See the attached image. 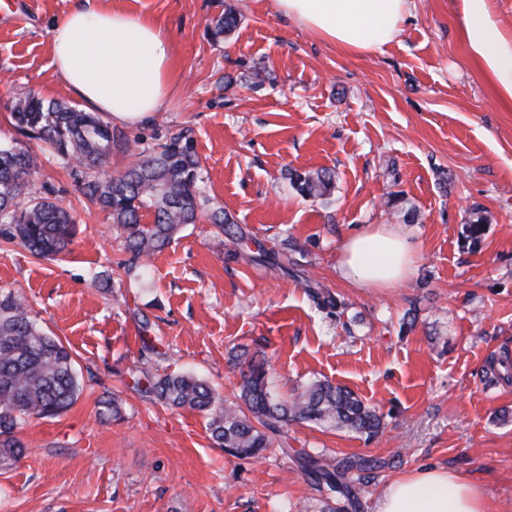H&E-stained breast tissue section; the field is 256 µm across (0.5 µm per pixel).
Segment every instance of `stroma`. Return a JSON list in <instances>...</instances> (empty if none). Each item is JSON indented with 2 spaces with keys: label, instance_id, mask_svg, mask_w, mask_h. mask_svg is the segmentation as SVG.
Returning <instances> with one entry per match:
<instances>
[{
  "label": "stroma",
  "instance_id": "obj_1",
  "mask_svg": "<svg viewBox=\"0 0 512 512\" xmlns=\"http://www.w3.org/2000/svg\"><path fill=\"white\" fill-rule=\"evenodd\" d=\"M76 3L0 0V143L21 138L10 118L18 97L71 101L48 31ZM100 3L151 18L176 45L166 107L137 126L113 124L128 145L113 147L109 171L184 132L212 207L247 233L251 250L287 251L306 277L228 257L204 217L146 274L126 272L107 213L69 168L42 159L28 190L76 216L72 252L46 260L0 238V287L23 296L71 350L82 392L60 417L18 429L25 454L0 461V512H321L285 445L333 462L382 459L375 478L356 485L359 512H376L392 478L429 463L477 484L489 512H512V382L486 373L489 358H512V103L466 53L459 0H410L384 52L355 55L284 17L276 0ZM228 8L240 23L214 40L208 25ZM258 69L267 77L256 87ZM320 168L335 173L324 202L288 178ZM410 209L419 221H405ZM477 212L486 229L470 250L461 233ZM369 224L400 230L418 253L399 287L351 288L337 277L344 239ZM308 279L337 308L319 307ZM146 339L159 350L153 374L193 373L225 402L237 399L236 358L246 352L265 360L278 396L329 380L377 408L384 428L368 439L297 423L259 456L225 455L203 413L131 389ZM107 391L122 399L121 420L97 416Z\"/></svg>",
  "mask_w": 512,
  "mask_h": 512
}]
</instances>
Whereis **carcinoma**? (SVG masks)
Instances as JSON below:
<instances>
[{
  "mask_svg": "<svg viewBox=\"0 0 512 512\" xmlns=\"http://www.w3.org/2000/svg\"><path fill=\"white\" fill-rule=\"evenodd\" d=\"M239 23L227 9L211 22L218 40ZM15 127L31 140L48 146L59 160L80 176L82 194L107 212L125 238L129 268H145L187 224L196 223L209 199L198 186L200 162L193 141L183 132L136 154L128 169L113 176L106 166L112 146L123 138L96 114L60 100L27 94L11 109ZM39 168L32 147L14 142L0 145V236L18 241L35 255L52 259L71 251L76 217L47 197H31L29 178ZM303 196L326 198L334 188V175L326 169L291 174ZM213 224L231 244L230 252L246 240L241 228L217 208ZM485 232L481 216L464 225L463 242L477 245ZM312 298L323 308L335 307L330 293L306 279ZM243 406L226 405L205 381L190 374L157 377L140 365L130 368L132 388L177 409L205 414L214 444L237 458L258 456L270 446L268 433L277 434L291 422L334 425L369 438L379 434L382 419L350 390L318 381L294 390L282 399L274 394L263 363H239ZM80 385L71 352L46 334L30 315L19 294L0 289V457L17 460L25 446L15 430L28 418H52L70 408ZM122 417L116 396L98 402L100 421ZM310 485L324 500V512H356L359 501L351 473L369 479L384 466L374 458L348 457L332 463L321 455L294 454Z\"/></svg>",
  "mask_w": 512,
  "mask_h": 512,
  "instance_id": "obj_1",
  "label": "carcinoma"
}]
</instances>
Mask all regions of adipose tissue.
<instances>
[{"label":"adipose tissue","mask_w":512,"mask_h":512,"mask_svg":"<svg viewBox=\"0 0 512 512\" xmlns=\"http://www.w3.org/2000/svg\"><path fill=\"white\" fill-rule=\"evenodd\" d=\"M280 12L318 39L349 54L383 50L397 36L408 0H278ZM462 40L512 102V31L495 0H461ZM52 64L73 97L112 122L137 125L168 101L174 40L148 18L87 5L65 13L50 30ZM417 261L405 236L374 226L349 236L341 249V277L357 288H394ZM377 512H488L479 487L453 471L423 466L389 482Z\"/></svg>","instance_id":"adipose-tissue-1"}]
</instances>
